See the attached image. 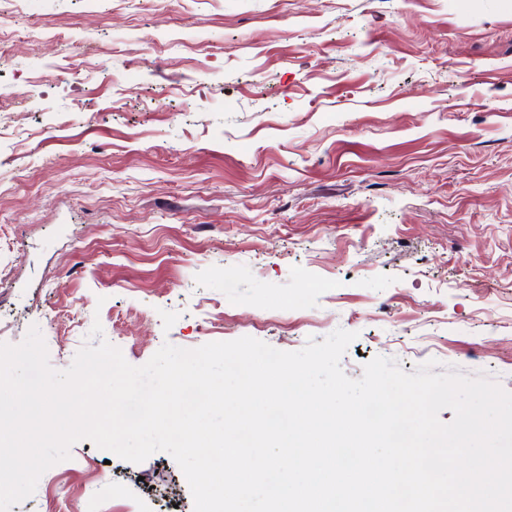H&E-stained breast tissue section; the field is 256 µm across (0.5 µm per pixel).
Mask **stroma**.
<instances>
[{"instance_id": "1", "label": "stroma", "mask_w": 512, "mask_h": 512, "mask_svg": "<svg viewBox=\"0 0 512 512\" xmlns=\"http://www.w3.org/2000/svg\"><path fill=\"white\" fill-rule=\"evenodd\" d=\"M0 48V342L341 328L350 378L512 392V0H0ZM70 454L10 512H194L166 452Z\"/></svg>"}]
</instances>
